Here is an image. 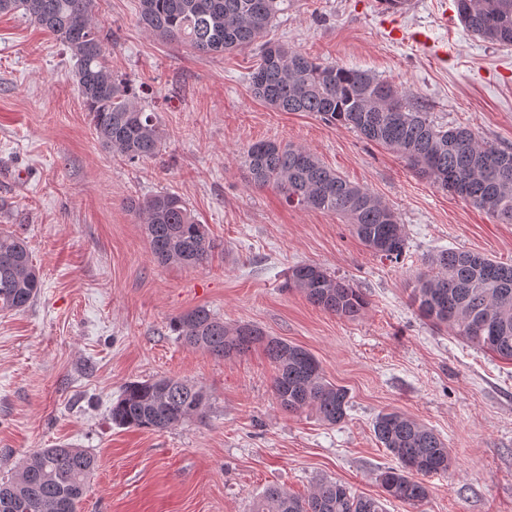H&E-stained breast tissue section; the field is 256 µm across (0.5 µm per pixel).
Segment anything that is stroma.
<instances>
[{
    "label": "stroma",
    "instance_id": "1",
    "mask_svg": "<svg viewBox=\"0 0 512 512\" xmlns=\"http://www.w3.org/2000/svg\"><path fill=\"white\" fill-rule=\"evenodd\" d=\"M138 2L97 10L113 72L142 88L161 124L160 154L136 164L97 141L66 47L22 13L0 14V229L21 233L44 281L29 307L0 312V479L67 443L99 461L81 512H251L268 485L305 495L323 479L376 497L378 473L396 461L373 421L397 411L439 434L452 465L426 478L421 505L392 499L386 512H512V361L435 329L410 299L441 250L512 264V224L351 129L274 110L252 92V49L203 55L164 40L139 26ZM454 7L411 0L397 40L380 0H294L270 36L411 91L437 124L511 147L512 46L473 36ZM417 31L447 45V58L414 42ZM260 140L309 149L394 209L401 260L372 253L335 214L253 187L241 161ZM157 192L208 224L216 249L203 266L152 258L127 203ZM303 262L362 288L365 312L341 319L286 288ZM197 307L310 351L348 389L346 420L283 410L262 349L218 359L184 346L170 323ZM160 377L202 387L205 418L164 431L113 425L123 386Z\"/></svg>",
    "mask_w": 512,
    "mask_h": 512
}]
</instances>
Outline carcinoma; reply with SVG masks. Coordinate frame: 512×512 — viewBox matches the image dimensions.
<instances>
[{
    "label": "carcinoma",
    "instance_id": "cac0c4a2",
    "mask_svg": "<svg viewBox=\"0 0 512 512\" xmlns=\"http://www.w3.org/2000/svg\"><path fill=\"white\" fill-rule=\"evenodd\" d=\"M293 0H139L138 21L149 32L184 43L202 54L257 50L251 73L256 97L280 112H313L350 128L398 153L438 187L512 224V149L502 148L469 127L434 123L425 106L403 88L364 70L323 65L286 43L263 40ZM458 17L484 41L512 46V0H463ZM97 0H0V13L23 11L52 33L75 60L73 79L96 137L106 150L130 163L158 154L162 141L157 113L147 112L131 81L109 66L102 27L95 20ZM249 182L271 187L293 208L334 213L349 221L352 233L374 254L399 261L406 248L397 213L369 189L327 168L311 151L291 144L258 142L244 152ZM143 224L153 258L160 264L197 267L209 259L214 242L208 226L180 196L159 192L130 201ZM416 277L411 300L436 328L451 329L472 346L512 361V264L469 250H443ZM43 286L23 238L0 231V311L22 310ZM285 287L339 318L357 319L366 309L362 289L316 264L288 270ZM177 339L216 358L240 355L255 345L274 364L273 394L288 412L315 410L338 425L347 416L346 388L328 381L308 350L266 335L243 323L229 326L205 307L171 322ZM209 396L186 380L161 377L127 383L112 403V424L163 431L205 416ZM376 440L398 466L380 472L383 498L358 495L345 484L322 480L304 497L279 485L268 486L253 512H385L393 498L416 506L429 495L419 477L451 467L447 444L427 426L401 413H379ZM95 456L60 444L24 458L16 473L0 481V512H78Z\"/></svg>",
    "mask_w": 512,
    "mask_h": 512
}]
</instances>
